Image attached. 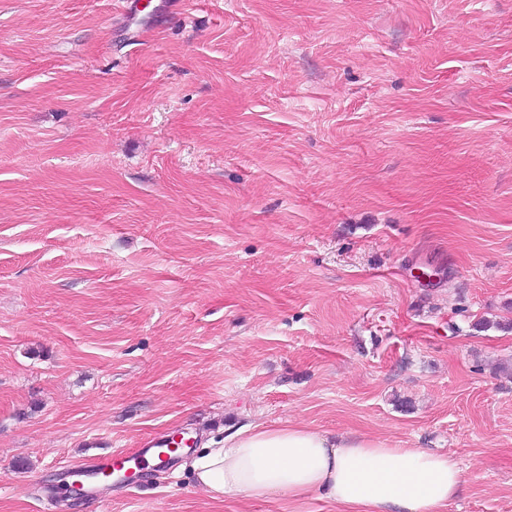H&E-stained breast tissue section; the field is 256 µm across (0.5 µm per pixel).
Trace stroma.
<instances>
[{"mask_svg":"<svg viewBox=\"0 0 512 512\" xmlns=\"http://www.w3.org/2000/svg\"><path fill=\"white\" fill-rule=\"evenodd\" d=\"M0 0V512L178 433L454 455L512 512V0ZM80 512L214 501L145 464Z\"/></svg>","mask_w":512,"mask_h":512,"instance_id":"35a3bbf8","label":"stroma"}]
</instances>
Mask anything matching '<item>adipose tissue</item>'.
Returning <instances> with one entry per match:
<instances>
[{"instance_id":"ef3b65f1","label":"adipose tissue","mask_w":512,"mask_h":512,"mask_svg":"<svg viewBox=\"0 0 512 512\" xmlns=\"http://www.w3.org/2000/svg\"><path fill=\"white\" fill-rule=\"evenodd\" d=\"M212 500L317 494L338 512H445L463 479L451 456L307 425L244 426L190 463Z\"/></svg>"}]
</instances>
